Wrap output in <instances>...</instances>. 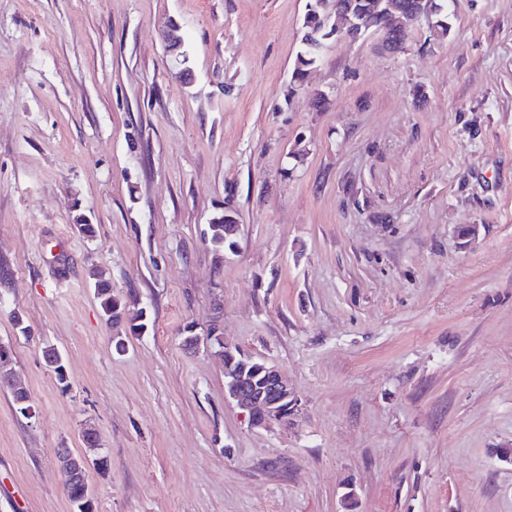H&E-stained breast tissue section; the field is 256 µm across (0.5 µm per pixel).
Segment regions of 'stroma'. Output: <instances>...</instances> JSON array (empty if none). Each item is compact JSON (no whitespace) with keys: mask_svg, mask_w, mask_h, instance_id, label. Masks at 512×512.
I'll return each mask as SVG.
<instances>
[{"mask_svg":"<svg viewBox=\"0 0 512 512\" xmlns=\"http://www.w3.org/2000/svg\"><path fill=\"white\" fill-rule=\"evenodd\" d=\"M306 3L0 0V346L34 408L0 389V512H73L88 429L96 512H512V0L394 56L332 40L292 97ZM99 273L149 316L121 353ZM188 325L300 414L251 427ZM233 224H237L235 212L231 209H225L224 213L213 218L210 228V241L217 248L225 247L233 248L235 245L234 234H230L233 229Z\"/></svg>","mask_w":512,"mask_h":512,"instance_id":"35a3bbf8","label":"stroma"}]
</instances>
